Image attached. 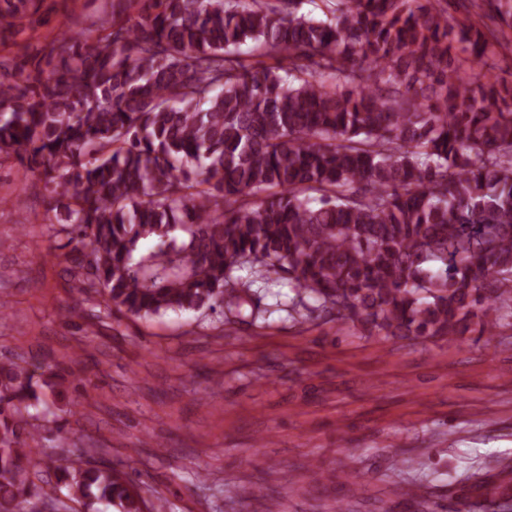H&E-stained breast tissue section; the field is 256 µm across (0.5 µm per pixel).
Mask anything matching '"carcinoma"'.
<instances>
[{"instance_id": "cac0c4a2", "label": "carcinoma", "mask_w": 512, "mask_h": 512, "mask_svg": "<svg viewBox=\"0 0 512 512\" xmlns=\"http://www.w3.org/2000/svg\"><path fill=\"white\" fill-rule=\"evenodd\" d=\"M110 2L97 42L40 45L17 37L41 0H0V162L51 193L56 258L103 317L239 315L243 268L370 334L512 317V82L486 34L456 53L458 0ZM46 371L0 361V512H154L100 448L33 461L68 440V377Z\"/></svg>"}]
</instances>
